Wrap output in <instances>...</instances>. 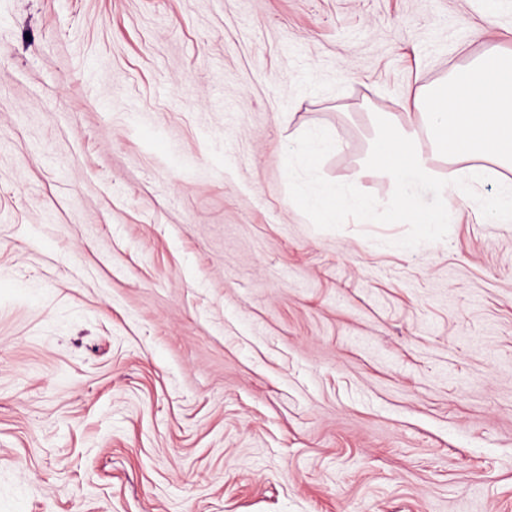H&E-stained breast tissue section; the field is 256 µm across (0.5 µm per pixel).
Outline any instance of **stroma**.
I'll return each instance as SVG.
<instances>
[{
  "label": "stroma",
  "instance_id": "1",
  "mask_svg": "<svg viewBox=\"0 0 512 512\" xmlns=\"http://www.w3.org/2000/svg\"><path fill=\"white\" fill-rule=\"evenodd\" d=\"M493 47L512 0H0V512H512L501 180L392 224L371 148ZM299 201L305 208L317 211L324 224L334 223L341 209L354 210L360 224L376 223V204L348 197L340 187L329 186L318 195L300 192Z\"/></svg>",
  "mask_w": 512,
  "mask_h": 512
}]
</instances>
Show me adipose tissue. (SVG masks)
<instances>
[{"mask_svg":"<svg viewBox=\"0 0 512 512\" xmlns=\"http://www.w3.org/2000/svg\"><path fill=\"white\" fill-rule=\"evenodd\" d=\"M399 106L406 111V120L384 112L373 146L381 156L388 155L394 144L405 148L400 161L384 170L397 200L388 216L391 223L437 225L448 221L447 201L424 211L407 199L409 175L460 195L468 185L486 179L488 171L480 167V160L512 168V50L486 53L451 71L442 82L404 97ZM440 160L448 163V171L437 169ZM299 201L317 211L326 224L334 223L342 209L354 210L359 223L376 221L374 203L348 197L336 186L317 195L300 193Z\"/></svg>","mask_w":512,"mask_h":512,"instance_id":"1","label":"adipose tissue"}]
</instances>
